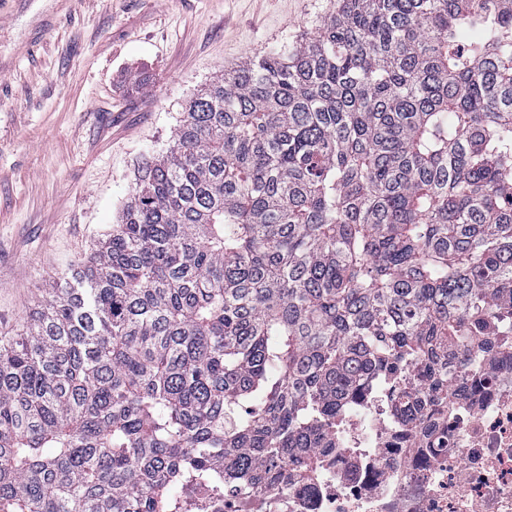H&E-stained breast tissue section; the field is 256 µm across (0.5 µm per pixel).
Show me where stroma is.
I'll list each match as a JSON object with an SVG mask.
<instances>
[{"mask_svg": "<svg viewBox=\"0 0 512 512\" xmlns=\"http://www.w3.org/2000/svg\"><path fill=\"white\" fill-rule=\"evenodd\" d=\"M336 0H0V337L116 223L135 168L224 68Z\"/></svg>", "mask_w": 512, "mask_h": 512, "instance_id": "stroma-1", "label": "stroma"}]
</instances>
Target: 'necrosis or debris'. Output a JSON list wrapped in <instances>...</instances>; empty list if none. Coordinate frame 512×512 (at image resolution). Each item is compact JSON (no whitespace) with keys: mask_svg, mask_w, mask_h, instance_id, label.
<instances>
[{"mask_svg":"<svg viewBox=\"0 0 512 512\" xmlns=\"http://www.w3.org/2000/svg\"><path fill=\"white\" fill-rule=\"evenodd\" d=\"M478 371L416 424L380 389L348 417L319 480L262 500L228 488L223 512H512V360L492 348Z\"/></svg>","mask_w":512,"mask_h":512,"instance_id":"obj_1","label":"necrosis or debris"}]
</instances>
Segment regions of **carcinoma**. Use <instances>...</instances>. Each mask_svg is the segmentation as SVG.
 Here are the masks:
<instances>
[{
    "mask_svg": "<svg viewBox=\"0 0 512 512\" xmlns=\"http://www.w3.org/2000/svg\"><path fill=\"white\" fill-rule=\"evenodd\" d=\"M512 316V0H340L224 70L0 340V512H187L317 477Z\"/></svg>",
    "mask_w": 512,
    "mask_h": 512,
    "instance_id": "obj_1",
    "label": "carcinoma"
}]
</instances>
